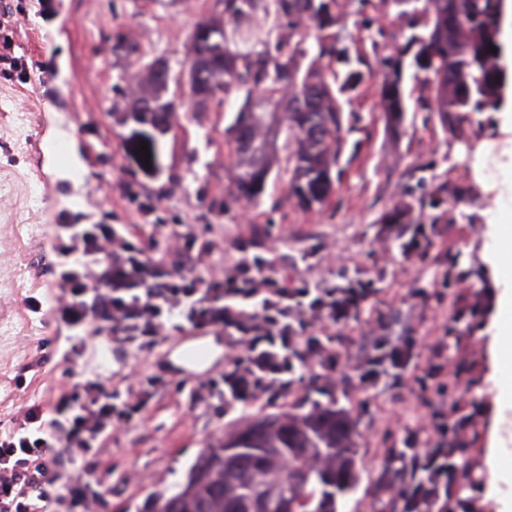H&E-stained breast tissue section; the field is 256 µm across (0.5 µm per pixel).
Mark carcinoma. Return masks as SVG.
I'll list each match as a JSON object with an SVG mask.
<instances>
[{
  "instance_id": "obj_1",
  "label": "carcinoma",
  "mask_w": 512,
  "mask_h": 512,
  "mask_svg": "<svg viewBox=\"0 0 512 512\" xmlns=\"http://www.w3.org/2000/svg\"><path fill=\"white\" fill-rule=\"evenodd\" d=\"M502 0H397L410 34L386 66L380 84L381 112L399 127L407 107L402 88L405 67L425 83L443 129L465 135L471 116L499 109L512 77L500 64ZM218 14L196 22L190 35L194 72L193 106L208 112L214 103L238 101L224 128L232 159L230 190L224 208L242 201L258 203L283 148L288 195L305 211L330 206L336 196L343 153L340 97L357 91L370 76L360 52L336 38L338 0H217ZM314 40L315 49L308 47ZM496 52H489V47ZM145 67L153 78L126 107L128 117L165 135L174 128L180 104L167 97L170 68ZM456 199L452 183L383 211L380 224H414L424 243L440 234L441 216L419 224L415 209H439ZM480 277L448 262V285ZM292 410L267 416L224 433V443L209 450L189 473L188 483L165 498L164 512H339L341 501L360 480L359 448L353 418L309 396L296 395ZM310 404L308 411L293 412ZM448 428V502L445 512H462L464 493L480 481L464 439L469 417L460 404L440 412ZM394 448L384 450L377 474L373 512H398L384 499L391 482L405 481Z\"/></svg>"
}]
</instances>
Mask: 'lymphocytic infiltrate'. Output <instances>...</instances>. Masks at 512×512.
<instances>
[{
  "mask_svg": "<svg viewBox=\"0 0 512 512\" xmlns=\"http://www.w3.org/2000/svg\"><path fill=\"white\" fill-rule=\"evenodd\" d=\"M67 240L54 251L50 267L58 293L52 319L71 330L99 322L113 341L153 345L169 332L222 330L224 384L239 401L259 396L282 376L318 366L334 379L336 355L320 333L348 320L375 290L361 282L351 288L328 287L271 272L261 258L202 276L193 234L164 225L168 241L137 240L111 224H72ZM145 399L115 404L103 383L77 384L47 405H32L20 428L0 437V512H104L106 502L81 475L54 491L63 456L87 458L111 438L115 423H130ZM428 433L423 446L408 444L402 465L424 470L428 492L448 489L442 444L447 436L435 413L418 412Z\"/></svg>",
  "mask_w": 512,
  "mask_h": 512,
  "instance_id": "lymphocytic-infiltrate-1",
  "label": "lymphocytic infiltrate"
}]
</instances>
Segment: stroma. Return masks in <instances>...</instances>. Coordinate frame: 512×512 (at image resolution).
Returning a JSON list of instances; mask_svg holds the SVG:
<instances>
[{"mask_svg": "<svg viewBox=\"0 0 512 512\" xmlns=\"http://www.w3.org/2000/svg\"><path fill=\"white\" fill-rule=\"evenodd\" d=\"M340 3L336 32L343 42L379 29L384 36L378 45L359 42L360 53L373 65L392 52L406 25L394 0ZM215 10V0H0V436L17 429L28 406L47 402L52 391L75 382L102 375L107 388L125 394L122 377L136 368L154 382L144 419L116 429L97 448L90 479L100 482L109 512H143L149 497L185 484L205 449L223 441L225 431L287 410L292 397L278 384L247 403L196 401L199 379H181L166 367L174 337L142 350L113 348L101 365L93 341H80L52 323L44 309L30 311L29 300L48 301L46 226L117 224L145 240L159 219L190 225L200 243L210 244L199 267L203 274L260 255L293 277L331 284L343 268L353 278L374 280L376 294L356 317L336 326L332 341L344 380L327 391L353 416L361 472L341 512H369L382 452L401 447L404 439L398 416L415 407L430 410L439 401L434 392L419 390L409 369L360 392L354 359L362 336L383 324L416 337H443L449 328L458 329L462 345L446 352L443 363L462 384L455 398L478 431L473 457L482 479L467 496L474 512H497L485 453L498 413L490 343L501 286L487 256L488 218L499 203L477 179L475 163L486 154L492 174L508 161L501 153L499 113L482 114L464 139H454L436 113L424 111L429 91L409 75L405 119L393 130L377 94L382 76L374 74L358 95L342 102L345 149L330 208L298 209L288 198L287 175L275 172L261 203L225 209L224 128L231 114L219 105L208 112L181 109L174 129L156 137L155 160L148 166L138 156L141 125L118 109L130 95L129 73L158 58L172 70L170 94L186 96L179 77L190 57L189 33ZM121 37L136 45L135 54L117 49ZM20 112L27 117L22 129L15 123ZM38 135L47 143L61 136L74 150L37 168L29 143ZM73 153L89 162L78 179L64 175ZM420 179L430 190L449 181L465 191L443 204L441 235L424 260L406 256L389 225L378 221ZM40 184L47 200L36 206L30 191ZM21 224L42 231L18 232ZM452 257L461 268L480 271V278L444 288L442 275Z\"/></svg>", "mask_w": 512, "mask_h": 512, "instance_id": "1", "label": "stroma"}]
</instances>
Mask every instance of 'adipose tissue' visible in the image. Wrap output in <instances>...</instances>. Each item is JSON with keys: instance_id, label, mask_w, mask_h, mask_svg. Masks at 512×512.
Segmentation results:
<instances>
[{"instance_id": "obj_1", "label": "adipose tissue", "mask_w": 512, "mask_h": 512, "mask_svg": "<svg viewBox=\"0 0 512 512\" xmlns=\"http://www.w3.org/2000/svg\"><path fill=\"white\" fill-rule=\"evenodd\" d=\"M490 261L504 287L498 297L496 332L491 343L499 413L488 447L487 464L492 473L501 474L506 470L505 448L512 442V264L496 254L491 255Z\"/></svg>"}]
</instances>
